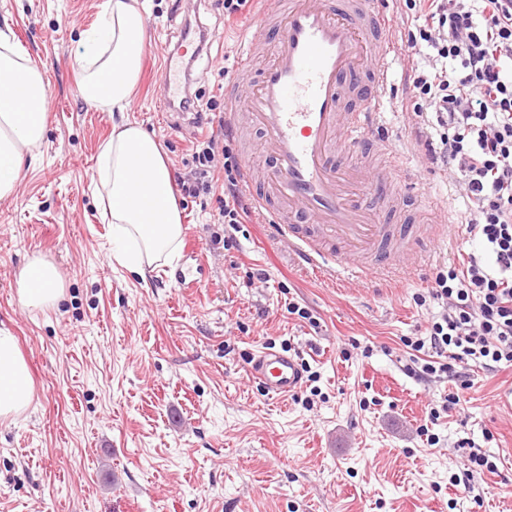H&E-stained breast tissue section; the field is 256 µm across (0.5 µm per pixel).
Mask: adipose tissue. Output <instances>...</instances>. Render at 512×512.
Listing matches in <instances>:
<instances>
[{
    "label": "adipose tissue",
    "mask_w": 512,
    "mask_h": 512,
    "mask_svg": "<svg viewBox=\"0 0 512 512\" xmlns=\"http://www.w3.org/2000/svg\"><path fill=\"white\" fill-rule=\"evenodd\" d=\"M145 44L139 0H104L98 27L82 32L79 40L84 100L108 111H126L140 80ZM47 106L41 71L1 37L0 199L13 193L25 157L40 146ZM97 173L110 205L115 257L141 275L173 258L183 225L171 173L155 138L136 123L113 126L99 148ZM17 293L25 307L43 310L57 305L64 288L55 265L34 258L18 274ZM33 392V378L15 336L0 329V422L22 416Z\"/></svg>",
    "instance_id": "ef3b65f1"
}]
</instances>
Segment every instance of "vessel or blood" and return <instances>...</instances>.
<instances>
[{
  "mask_svg": "<svg viewBox=\"0 0 512 512\" xmlns=\"http://www.w3.org/2000/svg\"><path fill=\"white\" fill-rule=\"evenodd\" d=\"M392 20L375 0H265L252 41H271V58L245 92L224 90V124L240 118L260 134L245 180L262 174L256 204L275 218V238L332 279L365 278L399 268L436 236L422 211L385 224L381 203L403 186L398 150L375 135L382 94L397 54ZM186 49L167 51L159 80L170 102L185 94ZM373 143L382 170L360 158ZM268 394L286 397L303 384L299 359L266 348L248 370Z\"/></svg>",
  "mask_w": 512,
  "mask_h": 512,
  "instance_id": "1",
  "label": "vessel or blood"
}]
</instances>
